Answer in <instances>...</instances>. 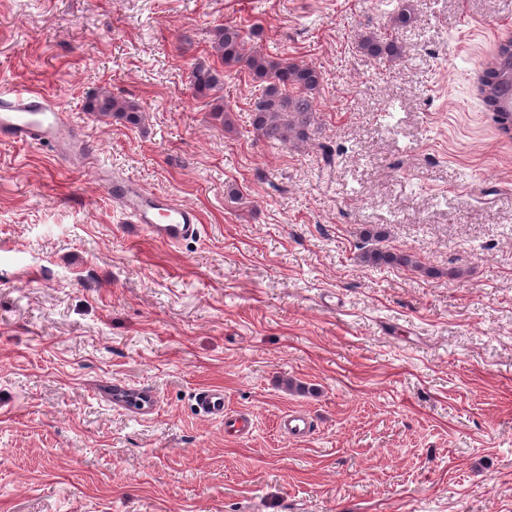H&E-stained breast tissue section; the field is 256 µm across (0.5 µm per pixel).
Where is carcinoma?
I'll return each mask as SVG.
<instances>
[{
  "mask_svg": "<svg viewBox=\"0 0 512 512\" xmlns=\"http://www.w3.org/2000/svg\"><path fill=\"white\" fill-rule=\"evenodd\" d=\"M254 33L246 34L231 24L215 29L212 49L214 55L228 70L238 69L248 73L260 90L254 106L253 127L257 134L270 143L292 142L297 146L306 144L313 135L316 124V93L322 81L320 70L302 66L288 60L274 61L250 46ZM359 52L367 58L393 62L401 54V46L392 36L380 38L372 32L358 37ZM490 79L492 99L486 104L495 113L500 129L512 132V103L501 104L502 93L512 90V61L504 72L487 74ZM220 82L217 69L205 64L192 70L191 85L194 93L206 95ZM89 111L101 116H114L132 125L141 121L139 106L129 100H119L102 94L89 102ZM355 260L363 265L375 267L410 268L430 277L446 275L458 278L462 270L453 267L448 272L431 270L417 257L405 250L387 249L379 246L363 248Z\"/></svg>",
  "mask_w": 512,
  "mask_h": 512,
  "instance_id": "carcinoma-1",
  "label": "carcinoma"
}]
</instances>
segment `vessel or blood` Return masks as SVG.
I'll list each match as a JSON object with an SVG mask.
<instances>
[{
  "label": "vessel or blood",
  "mask_w": 512,
  "mask_h": 512,
  "mask_svg": "<svg viewBox=\"0 0 512 512\" xmlns=\"http://www.w3.org/2000/svg\"><path fill=\"white\" fill-rule=\"evenodd\" d=\"M0 139L51 146L58 158L73 166L87 159V144L69 113L28 91L0 95ZM108 190L113 203L129 214L134 228L160 243L177 246L200 231L198 211L169 194L144 190L126 178L112 179ZM195 403L200 414L219 419L224 416L223 390H201Z\"/></svg>",
  "instance_id": "obj_1"
}]
</instances>
